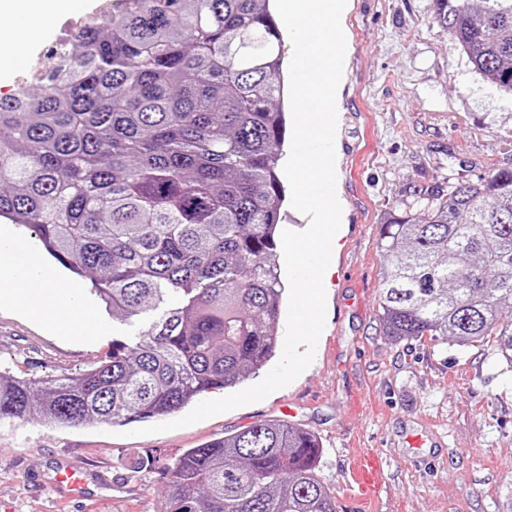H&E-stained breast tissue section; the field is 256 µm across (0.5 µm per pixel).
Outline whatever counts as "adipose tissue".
Masks as SVG:
<instances>
[{
	"mask_svg": "<svg viewBox=\"0 0 512 512\" xmlns=\"http://www.w3.org/2000/svg\"><path fill=\"white\" fill-rule=\"evenodd\" d=\"M77 0H0V52L17 47L20 31L46 26L60 12L73 9ZM40 284L45 299L38 309L49 325L70 334L84 336L92 322V313L75 290L53 287L39 264H31L27 276L15 270V252L11 239L0 236V293L24 300L29 282Z\"/></svg>",
	"mask_w": 512,
	"mask_h": 512,
	"instance_id": "ef3b65f1",
	"label": "adipose tissue"
}]
</instances>
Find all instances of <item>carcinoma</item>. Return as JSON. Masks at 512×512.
<instances>
[{
    "label": "carcinoma",
    "instance_id": "1",
    "mask_svg": "<svg viewBox=\"0 0 512 512\" xmlns=\"http://www.w3.org/2000/svg\"><path fill=\"white\" fill-rule=\"evenodd\" d=\"M476 73L512 96V0H435ZM63 69L0 97V218L112 316L148 329L76 377L0 371V424L126 425L232 388L275 355L285 287L282 35L269 0H117L77 25ZM385 335L493 338L512 367V166L383 224ZM311 432L255 423L189 449L162 512H336Z\"/></svg>",
    "mask_w": 512,
    "mask_h": 512
}]
</instances>
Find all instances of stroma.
<instances>
[{
    "label": "stroma",
    "instance_id": "stroma-1",
    "mask_svg": "<svg viewBox=\"0 0 512 512\" xmlns=\"http://www.w3.org/2000/svg\"><path fill=\"white\" fill-rule=\"evenodd\" d=\"M103 0H83L30 42L47 55ZM434 0H347L346 54L336 105L341 227L326 271V323L311 365L264 400L171 431L122 436L105 423L34 416L0 425V500L13 512H161L182 454L259 422L294 424L322 447L318 474L336 512H504L512 486V368L490 344L460 347L384 335L376 301L382 224L418 200L512 164V98L455 50L433 19ZM53 282L94 309L97 330L70 336L0 298V371L31 380L74 377L104 359L112 336L152 321L112 319L91 281L63 268L30 230ZM377 454L385 480L364 503L354 463ZM87 475V497L55 487L58 467Z\"/></svg>",
    "mask_w": 512,
    "mask_h": 512
}]
</instances>
